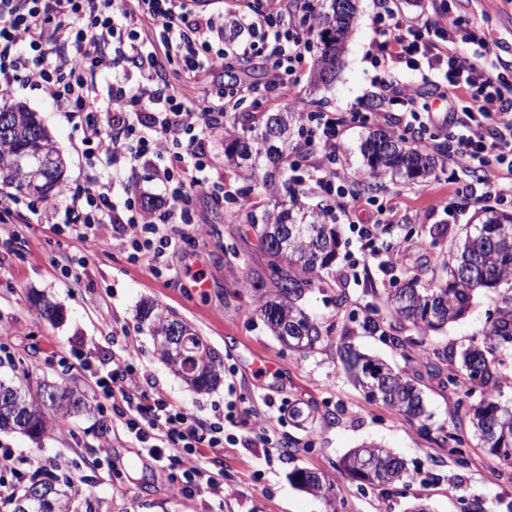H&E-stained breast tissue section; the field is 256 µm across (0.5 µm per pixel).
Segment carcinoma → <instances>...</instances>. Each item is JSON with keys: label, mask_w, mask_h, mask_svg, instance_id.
<instances>
[{"label": "carcinoma", "mask_w": 512, "mask_h": 512, "mask_svg": "<svg viewBox=\"0 0 512 512\" xmlns=\"http://www.w3.org/2000/svg\"><path fill=\"white\" fill-rule=\"evenodd\" d=\"M354 14L336 11V0H330L329 10L316 23L320 55L316 77L329 82L335 76L341 55L350 34ZM7 111L17 131L11 137H0V175L5 183L20 193H28L17 172V160L37 154H52L58 158L51 186L36 194L45 198L63 181L65 163L55 149L52 135L37 113L15 103L0 106ZM241 123V134L234 135L224 155L236 169L254 177L256 160L265 157L272 167L283 158V146L294 133L296 116L293 112H270L262 116L255 128L243 124V116L233 118ZM370 176L399 175L416 179L430 173L442 152L435 154L414 144V140L393 132L377 129L370 132L361 147ZM260 235L269 257L270 280L273 288L263 290L259 311L277 338L292 337L288 346L310 352L325 341L328 331L312 319L303 307L307 294L324 289L323 272L330 269L336 258L338 232L315 212L293 203L283 204L277 212L262 217ZM446 277L426 283L408 276L387 296L394 320L426 336L465 316L474 295L502 284L512 285V213L486 211L477 224H462L454 233L445 263ZM143 319L157 341L169 335L181 324L187 328L182 347L172 351L161 349L163 356L176 371L199 392L213 389L220 381L221 361L215 352L197 335L188 323L166 315L153 304L142 310ZM363 328L397 347L416 344L411 336H392L387 323L368 317ZM512 343V296L504 298V307L490 320L481 345L469 344L450 353L435 349L426 363L427 373L453 393L458 376L450 370L443 374L441 364L452 360L466 372L479 398L465 403L457 401L454 416L466 423L481 447L503 461L508 469L501 476L512 480V403L500 400L504 361L499 348ZM340 358L350 379L366 390L373 401L424 422L430 418L421 390L414 379L394 371L380 359L358 352L347 344ZM86 409L84 399L73 391L62 390L51 382L40 384L32 395L21 386L0 382V430L23 433L31 438L47 430L50 413L61 417L73 416ZM341 468L361 486L372 489L385 487L398 479L405 465L389 449L366 443L351 450L340 461ZM293 481L307 492L329 498L332 486L317 472L296 468ZM12 512H73L72 496L67 484L55 481H34L24 493L12 500Z\"/></svg>", "instance_id": "carcinoma-1"}]
</instances>
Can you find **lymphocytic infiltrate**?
Segmentation results:
<instances>
[{
	"label": "lymphocytic infiltrate",
	"mask_w": 512,
	"mask_h": 512,
	"mask_svg": "<svg viewBox=\"0 0 512 512\" xmlns=\"http://www.w3.org/2000/svg\"><path fill=\"white\" fill-rule=\"evenodd\" d=\"M433 11L434 20L421 24L404 12L398 0H378L377 50L386 64L375 77L381 93L371 98L367 108L399 105L418 125L439 119L454 128L448 163L477 176L486 206L512 205V78L498 70L494 44L460 28L444 5L434 6ZM118 15L126 22L121 30L114 21ZM265 24L269 32L264 43H246L241 56L264 53L274 79L288 86L296 64L303 60L302 50L315 21L305 14L286 22L269 18ZM143 27L154 29L153 42H141ZM120 31L129 41V58L143 80L129 91L112 90L104 99L98 96L93 78L97 71L111 67L112 40ZM223 34L221 14L197 13L186 0H0L1 100L20 84L39 88L64 111L82 115L88 155L110 163L134 162L147 155L167 161L159 175L169 198L163 215L138 211L131 204L125 214H116L109 188L94 183L73 193L70 203L46 199L30 205V212L43 223L60 222L69 229L112 225L131 260L153 269L168 249L179 248L185 239L181 227L192 221L193 195L224 193L223 181L203 176L214 166L204 143L224 116V97L197 89L193 80L198 69L223 67L226 52L215 43ZM465 44L474 45L472 55L462 53ZM175 62L187 74L178 86L161 78ZM404 72L437 77L438 98L447 104L442 117L418 110L412 89L400 78ZM343 124V119L328 118L307 128L301 152L306 172L292 175L293 185H303L312 176L328 195L338 196L334 174L324 161L338 149ZM365 206L361 195L354 193L339 208L351 219L367 256L377 260L390 283H397L403 264L397 254L376 246L377 234L390 218L383 208L369 212ZM363 211L369 218L362 224L355 216ZM95 385L104 398H121L125 407L116 413L118 422L160 468L180 469L187 491L224 494V475L204 467L203 449L273 445L269 425L228 439L223 427L205 426L163 394L142 390L140 376L127 357L115 358L111 372L96 377Z\"/></svg>",
	"instance_id": "obj_1"
}]
</instances>
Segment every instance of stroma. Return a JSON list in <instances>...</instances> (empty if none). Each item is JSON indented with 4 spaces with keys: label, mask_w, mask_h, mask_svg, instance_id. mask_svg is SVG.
I'll return each instance as SVG.
<instances>
[{
    "label": "stroma",
    "mask_w": 512,
    "mask_h": 512,
    "mask_svg": "<svg viewBox=\"0 0 512 512\" xmlns=\"http://www.w3.org/2000/svg\"><path fill=\"white\" fill-rule=\"evenodd\" d=\"M462 20L477 24L483 37L500 45L499 60L512 68V0H459ZM374 0H356V14L342 54V65L329 84H315L318 56L309 44L296 78L275 93L258 92L238 102L237 111L253 116L285 110L321 112L344 119L336 170L341 181L366 198L391 204L398 223L383 226L378 240L404 249L412 273L421 280L436 276L448 257V231L454 224L476 223L483 205L474 196H456L466 181L462 172L437 167L425 178L370 180L360 151L369 131H398L407 114L393 108L355 118L362 102L373 94L376 70ZM37 112L53 136L66 162L61 189L54 199L86 186L103 174L112 176V202L123 207L130 191L137 203L152 199L166 206L167 197L155 170L157 158L122 161L112 166L90 165L83 152L80 118L63 111L42 90L19 87L10 97ZM224 132L212 133L208 150L218 160L210 177H223L229 190H240L249 200L240 208L231 200L197 195L192 203L193 222L186 231L192 242L185 251L169 256V274L156 275L146 265L128 260L111 225L101 224L80 237L56 232L28 214L26 207L0 213L21 241L10 254L0 253V380L37 384L49 380L85 398L87 408L78 416L50 419L42 439L0 431V446L14 448L17 456L39 455L40 474L68 481L76 512H405L409 503L422 501L431 512H464L462 498L477 495L486 512H512V481L500 472L503 463L473 438L463 451L467 467L439 438L453 428L456 400L470 388L461 381L456 393L442 389L424 368L433 345L455 348L482 341L486 320L501 304L502 290L477 294L468 314L442 330L430 333L426 344L399 349L362 328L371 314H386L385 297L391 285L373 259L364 258L343 213L331 218L339 243L336 261L323 292L306 302L308 313L330 329L319 349L303 353L282 344L258 310L259 283L267 281V253L251 215L273 210L276 204L298 201L321 211L325 201L315 185L289 194L281 176L267 186L237 177L224 164ZM372 190H365V183ZM456 198L458 210L448 217L441 201ZM87 257L78 266L79 257ZM203 287H195L194 279ZM347 301L337 304L338 293ZM41 294L61 311L50 321L32 303ZM159 305L164 313L189 323L222 360L221 382L209 392L188 386L165 364L156 342L139 315L143 301ZM379 358L395 369L419 378L432 414L427 425L407 419L368 400L346 375L339 350L343 343ZM145 374L152 392L165 395L207 421L224 413L227 403L237 406L236 434H248L261 419L274 417V438L284 451L260 448L205 450L209 468L223 471V498L195 493L182 495L137 444L114 424L115 411L97 391L91 371L104 372L123 350ZM262 356L274 364L275 375L257 379L251 363ZM309 417L295 419V408ZM365 441H375L401 457L406 471L398 482L381 490L360 489L339 468L342 456ZM296 468L318 472L336 492L328 501L297 489L288 479Z\"/></svg>",
    "instance_id": "1"
}]
</instances>
